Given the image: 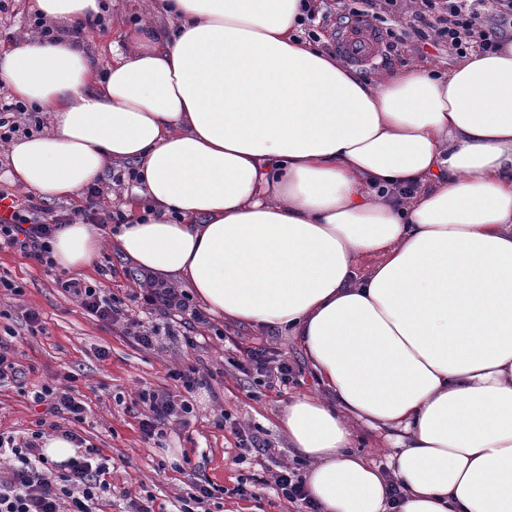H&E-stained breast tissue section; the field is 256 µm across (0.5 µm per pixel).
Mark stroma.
<instances>
[{"label": "stroma", "instance_id": "stroma-1", "mask_svg": "<svg viewBox=\"0 0 512 512\" xmlns=\"http://www.w3.org/2000/svg\"><path fill=\"white\" fill-rule=\"evenodd\" d=\"M349 0H320L321 15L306 23L300 37L315 33L320 50L335 54L333 19ZM136 0H111V21L86 33L101 66L112 63L110 45L123 27L129 25ZM36 0H8L0 13V53L30 37L28 17ZM407 14L379 13L380 31L396 37V49L388 68L401 71L429 63L451 70L457 57L427 42L406 37ZM100 265H110V277L98 268L80 273V280L109 289L125 297L138 288L142 279L138 268L117 250H105ZM0 277L19 285V296L0 288V336L11 337L13 359L22 372L24 390L0 388V434L26 437L44 408L34 400L35 391L45 384H59L74 378V386L85 402L83 423L74 430L87 443L112 460L110 481L114 489L135 486L153 499L154 512H171L176 497L187 496L188 479L174 469H159L168 460L169 449H178L190 458L193 467L214 484L226 488L245 486L243 496H228L219 504L220 512H293L294 506L269 488L255 486L254 474L262 467L277 470L285 464L302 469L292 457L286 437L278 428V416L288 401L302 393L318 391L303 350L287 332L277 329L259 333L251 327L214 320L202 328L196 346H187L182 337L159 336L154 349L137 346L120 330L102 325L32 260L10 250L0 251ZM38 312L42 328L30 331L27 312ZM267 347L286 357L295 372L287 388L269 389L244 375L239 365L244 349ZM195 367L205 375L207 387L192 397L194 411L186 422L174 423L164 434L145 440L140 430L141 408L136 405L139 390L163 384L168 369ZM254 435L269 443L271 452L260 463H235L238 434Z\"/></svg>", "mask_w": 512, "mask_h": 512}]
</instances>
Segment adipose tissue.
Returning a JSON list of instances; mask_svg holds the SVG:
<instances>
[{
	"label": "adipose tissue",
	"instance_id": "obj_1",
	"mask_svg": "<svg viewBox=\"0 0 512 512\" xmlns=\"http://www.w3.org/2000/svg\"><path fill=\"white\" fill-rule=\"evenodd\" d=\"M67 26L102 0H36ZM99 73L26 38L0 85L49 112L12 184L79 197L134 163L152 213L61 225L58 269L116 247L215 316L287 331L326 395L279 426L321 512H512V39L442 75L366 77L295 33L300 0H151ZM394 431L387 479L352 421Z\"/></svg>",
	"mask_w": 512,
	"mask_h": 512
}]
</instances>
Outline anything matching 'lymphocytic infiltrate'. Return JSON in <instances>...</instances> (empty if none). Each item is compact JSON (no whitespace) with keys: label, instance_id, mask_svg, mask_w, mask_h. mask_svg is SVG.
<instances>
[{"label":"lymphocytic infiltrate","instance_id":"1","mask_svg":"<svg viewBox=\"0 0 512 512\" xmlns=\"http://www.w3.org/2000/svg\"><path fill=\"white\" fill-rule=\"evenodd\" d=\"M410 25L421 41L446 45L449 53L466 57L470 51L495 53L501 41L512 32V0H422ZM44 124L37 109L22 102L0 97V145L9 143L19 133L29 134ZM64 211L55 210L36 200L15 205L8 218H0V250L9 249L34 260L46 272H53L50 240L59 225L68 223ZM63 290L74 296L82 308L102 324L121 328L124 335L146 349L154 348L160 332L146 323L149 314L163 316L169 335L184 337L187 345H196L197 326L209 324L208 314L183 292L164 282L144 277L139 292L128 300L112 296L106 289L75 278L59 279ZM246 362L257 373V380L267 388L284 387L294 381L292 367L276 351L265 347L246 349ZM167 376L183 389L176 397L167 389H145L139 395L143 408L140 428L145 438L161 435L172 420L192 413L190 394L206 385V378L194 368H174ZM43 403L45 416L39 419L23 442L0 435V512H106L112 505V488L107 476L112 466L109 457L94 446L59 463L41 448L47 433L63 434L71 441L79 436L73 424L83 422L85 407L76 390L69 385L47 384L35 392ZM70 429H62L61 421Z\"/></svg>","mask_w":512,"mask_h":512}]
</instances>
